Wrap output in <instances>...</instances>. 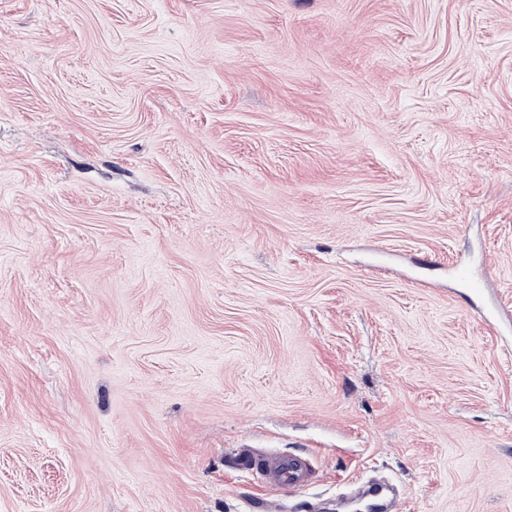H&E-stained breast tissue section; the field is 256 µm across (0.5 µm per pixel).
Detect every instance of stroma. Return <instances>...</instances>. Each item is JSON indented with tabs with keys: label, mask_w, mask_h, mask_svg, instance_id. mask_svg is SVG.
Here are the masks:
<instances>
[{
	"label": "stroma",
	"mask_w": 512,
	"mask_h": 512,
	"mask_svg": "<svg viewBox=\"0 0 512 512\" xmlns=\"http://www.w3.org/2000/svg\"><path fill=\"white\" fill-rule=\"evenodd\" d=\"M509 301L512 0H0V512H512ZM233 466L258 479L270 490H300L315 482L316 470L310 457L300 453H277L258 448H238Z\"/></svg>",
	"instance_id": "35a3bbf8"
}]
</instances>
